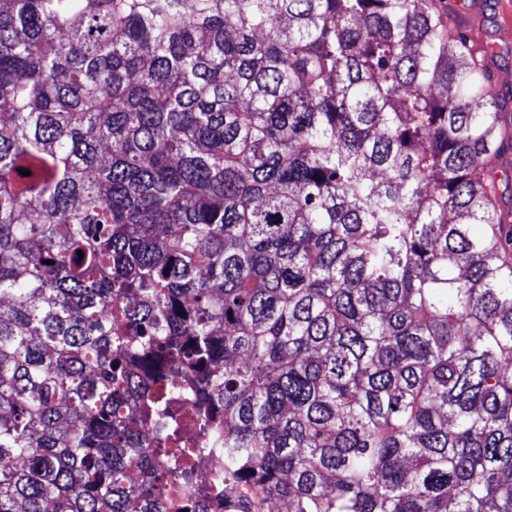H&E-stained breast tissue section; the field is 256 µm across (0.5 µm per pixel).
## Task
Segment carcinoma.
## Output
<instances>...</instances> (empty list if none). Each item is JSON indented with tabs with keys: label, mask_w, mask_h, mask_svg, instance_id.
<instances>
[{
	"label": "carcinoma",
	"mask_w": 512,
	"mask_h": 512,
	"mask_svg": "<svg viewBox=\"0 0 512 512\" xmlns=\"http://www.w3.org/2000/svg\"><path fill=\"white\" fill-rule=\"evenodd\" d=\"M501 108L442 0H0V512H512Z\"/></svg>",
	"instance_id": "1"
}]
</instances>
